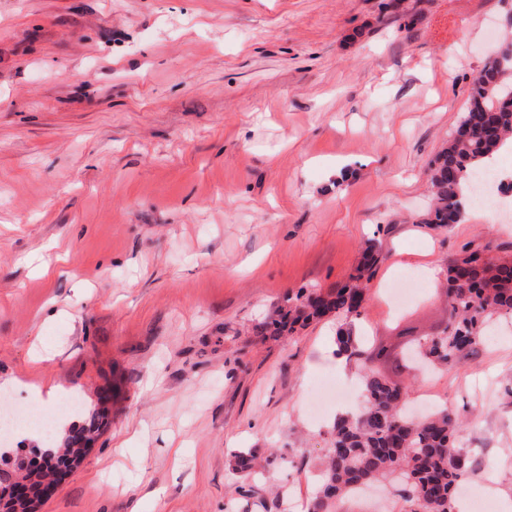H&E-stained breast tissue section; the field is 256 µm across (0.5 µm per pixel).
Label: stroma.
Wrapping results in <instances>:
<instances>
[{"label":"stroma","mask_w":512,"mask_h":512,"mask_svg":"<svg viewBox=\"0 0 512 512\" xmlns=\"http://www.w3.org/2000/svg\"><path fill=\"white\" fill-rule=\"evenodd\" d=\"M512 0H0V382L40 418L49 387L109 422L41 512H307L337 400L339 320L279 339L302 288L381 262L354 331L384 370L469 419L466 490L512 505V325L452 369L403 367L440 330L435 289L396 307L395 273L462 248L512 255V219L425 221L432 160ZM270 456L264 505L229 451Z\"/></svg>","instance_id":"35a3bbf8"}]
</instances>
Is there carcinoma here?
Wrapping results in <instances>:
<instances>
[{"mask_svg":"<svg viewBox=\"0 0 512 512\" xmlns=\"http://www.w3.org/2000/svg\"><path fill=\"white\" fill-rule=\"evenodd\" d=\"M512 135V49L486 65L475 78L470 107L448 145L437 155L430 178L432 208L426 223L447 227L462 218V189H470L473 175L484 171V159ZM380 257L368 246L349 282L327 293L299 290L288 306L264 323L262 333L278 337L294 333L313 321L336 317L357 319L364 310L365 282ZM448 324L433 336H415L406 349L434 367L452 368L475 350L483 330L512 318V261L497 260L474 251L452 261L445 291ZM338 352L355 360L364 393L362 409L336 419L328 448L320 458V487L311 512H335L346 496L369 484L390 487L391 512H456V492L472 472L471 459L457 445L463 420L446 408L409 420L401 411L410 385L383 373L389 357L384 345L359 349L352 329L336 332ZM260 466L253 452H238L229 460L235 474L249 475ZM56 470L33 473L25 462L0 468L2 481L42 483Z\"/></svg>","mask_w":512,"mask_h":512,"instance_id":"1","label":"carcinoma"}]
</instances>
